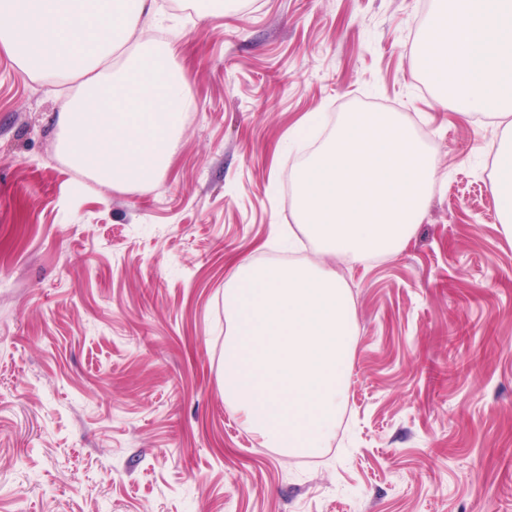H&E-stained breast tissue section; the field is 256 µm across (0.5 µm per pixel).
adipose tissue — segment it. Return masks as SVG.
I'll list each match as a JSON object with an SVG mask.
<instances>
[{
	"mask_svg": "<svg viewBox=\"0 0 512 512\" xmlns=\"http://www.w3.org/2000/svg\"><path fill=\"white\" fill-rule=\"evenodd\" d=\"M155 0H0V50L26 72L77 82L58 116L71 163L123 188L165 169L189 106L182 73L145 37ZM420 37L423 72L440 78L459 113L506 118L493 191L499 220L512 224V0H436ZM135 41L121 66L113 50Z\"/></svg>",
	"mask_w": 512,
	"mask_h": 512,
	"instance_id": "adipose-tissue-1",
	"label": "adipose tissue"
}]
</instances>
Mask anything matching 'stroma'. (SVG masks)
Here are the masks:
<instances>
[{"label": "stroma", "instance_id": "stroma-1", "mask_svg": "<svg viewBox=\"0 0 512 512\" xmlns=\"http://www.w3.org/2000/svg\"><path fill=\"white\" fill-rule=\"evenodd\" d=\"M157 5L193 107L150 184L77 170L56 129L72 88L0 52V512H512L504 121L422 78L433 0ZM365 100L433 134L435 185L400 251L336 258L350 420L293 455L224 400V289L239 263L313 253L283 181ZM493 191L498 204L499 220L512 224V121L505 123L501 142L496 150Z\"/></svg>", "mask_w": 512, "mask_h": 512}]
</instances>
